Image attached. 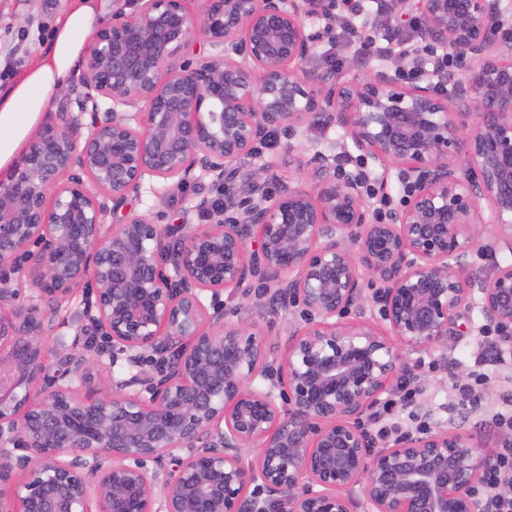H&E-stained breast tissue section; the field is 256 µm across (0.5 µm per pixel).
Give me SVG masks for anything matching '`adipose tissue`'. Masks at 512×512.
I'll list each match as a JSON object with an SVG mask.
<instances>
[{
	"mask_svg": "<svg viewBox=\"0 0 512 512\" xmlns=\"http://www.w3.org/2000/svg\"><path fill=\"white\" fill-rule=\"evenodd\" d=\"M101 13L98 0H74L48 50L22 77L0 89V168L10 164L46 113L52 92L82 59L85 38L99 23Z\"/></svg>",
	"mask_w": 512,
	"mask_h": 512,
	"instance_id": "ef3b65f1",
	"label": "adipose tissue"
}]
</instances>
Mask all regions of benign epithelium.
Returning a JSON list of instances; mask_svg holds the SVG:
<instances>
[{"instance_id": "obj_1", "label": "benign epithelium", "mask_w": 512, "mask_h": 512, "mask_svg": "<svg viewBox=\"0 0 512 512\" xmlns=\"http://www.w3.org/2000/svg\"><path fill=\"white\" fill-rule=\"evenodd\" d=\"M136 2L94 33L78 111L61 103L0 178V512H492L496 449L447 429L384 443L367 422L475 304L512 351V263L469 260L481 224L512 254V6L419 0L426 78L407 83L359 53L343 82L307 68L305 20L331 0ZM198 31L213 52L192 60ZM438 50L456 66L426 71ZM322 112L382 169L375 197L395 171L401 208L378 218L321 152L294 186L260 167L240 189L258 143L291 151ZM201 175L224 187L204 225L107 221L147 177ZM254 295L300 309L277 357L224 320ZM88 289H84V292L80 290L74 298L62 307L61 316L65 317L68 321L65 327L59 330V334L64 336V340L69 341L70 336H73L75 327L80 323V315L83 309V299Z\"/></svg>"}]
</instances>
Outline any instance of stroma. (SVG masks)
I'll return each instance as SVG.
<instances>
[{
	"mask_svg": "<svg viewBox=\"0 0 512 512\" xmlns=\"http://www.w3.org/2000/svg\"><path fill=\"white\" fill-rule=\"evenodd\" d=\"M71 5L72 0H0L1 85L14 82L37 61ZM352 25L358 29V36L373 37L384 46L393 62L403 65L411 56L414 43L410 29L390 23L386 9L377 7L375 0H363L362 11ZM307 28L314 39L311 67L329 69L340 79H349L348 47L358 36H351L344 30L339 7L331 8L329 18L308 19ZM333 148L349 152L347 170H362L371 178L378 175V166L372 160L361 159L345 129L323 114L311 119L304 135L293 145H286L280 134H270L243 160L242 168L249 171L268 167L271 172L269 188L276 193L283 186L296 182V158ZM223 196V188L208 177L181 188L150 178L143 182L138 193L128 198L126 206L150 215L161 225L180 224L187 216L197 226L206 221L205 216L196 211L200 199L213 202ZM225 313L227 320L233 322L240 318L255 320L268 345L282 349L289 319L269 315L262 300L254 298L240 307L227 304ZM469 317L471 335L450 337L447 347L416 354L421 374L416 406L429 428H465L475 433L482 443L498 448L512 438V432L497 427L492 421L493 415L512 401V364L485 361L483 317L476 309L470 311ZM476 370L486 372L487 379L480 388V405L469 408L459 404L457 389L470 382Z\"/></svg>",
	"mask_w": 512,
	"mask_h": 512,
	"instance_id": "1",
	"label": "stroma"
}]
</instances>
